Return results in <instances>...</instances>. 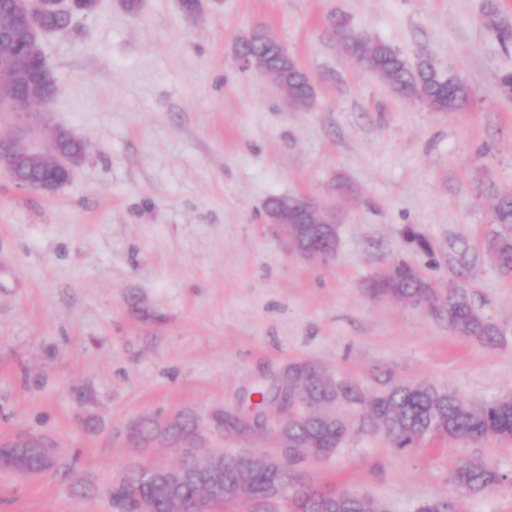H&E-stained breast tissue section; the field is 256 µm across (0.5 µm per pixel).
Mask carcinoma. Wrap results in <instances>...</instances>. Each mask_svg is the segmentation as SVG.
Listing matches in <instances>:
<instances>
[{"instance_id": "1", "label": "carcinoma", "mask_w": 512, "mask_h": 512, "mask_svg": "<svg viewBox=\"0 0 512 512\" xmlns=\"http://www.w3.org/2000/svg\"><path fill=\"white\" fill-rule=\"evenodd\" d=\"M22 0H0V22L15 25ZM73 16L52 14L44 19L58 33L70 30ZM344 52L359 65L385 79L400 97L413 99L435 112H457L469 100L467 86L451 78H443L435 65L423 60L412 65L392 45L353 33L346 21H333ZM489 26L504 45L512 44V24L496 11L489 13ZM239 59L267 74L299 107H308L314 99L313 84L308 75L283 47L262 30L256 29L236 45ZM9 85L13 95L25 91L24 75L15 66L0 64V87ZM55 151L85 158L84 144L72 134L52 131ZM0 162L20 185L34 186L64 179L49 168L44 159L30 154L18 158L10 155L9 144H0ZM294 198H274L268 203V214L288 220L293 225L290 244L297 250L308 249L322 259L335 254L337 234L326 225L328 217L320 212L306 215L293 207ZM498 224H512V196L498 200L494 208ZM499 269L512 275V237L497 236L489 243ZM375 298L391 299L410 305H426L448 328L493 345L500 329L485 319L469 302L463 288L439 291L411 266L398 263L380 273L371 283ZM288 409V423L281 427L288 457L281 461L262 460L245 464L242 454H213L224 487L239 488L241 494L259 501L268 499L274 485L281 487L283 512H384L383 505L366 495L335 490H322L301 481L299 465L308 458L332 455L346 440L350 426L341 407H360L358 429L376 433L389 447L407 451L417 447L429 435L478 442L489 437L512 438V395L475 405L456 394L427 383L386 385L374 393H366L354 385L334 381L319 367L298 362L288 366V387L275 391L272 402ZM168 440L177 446L189 445L196 436V424L180 419L164 430ZM42 444L0 446V469L19 476L45 471ZM182 481L175 494L145 478L147 468L130 463L113 480L108 490L112 512H178V505L188 510L198 507L207 494L205 483L198 477L197 456L187 454L177 464ZM512 485V477L477 462H463L453 474V484L473 494ZM417 512H457L451 496L436 497L422 503Z\"/></svg>"}]
</instances>
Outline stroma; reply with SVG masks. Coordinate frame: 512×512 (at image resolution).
<instances>
[{
	"label": "stroma",
	"mask_w": 512,
	"mask_h": 512,
	"mask_svg": "<svg viewBox=\"0 0 512 512\" xmlns=\"http://www.w3.org/2000/svg\"><path fill=\"white\" fill-rule=\"evenodd\" d=\"M512 23V0H100L67 34L45 37L59 91L0 135L63 128L88 146L50 194L0 165V441L41 435L59 466L0 470V512H112L107 490L131 460L175 463L182 448L131 446L148 420L195 418L200 454L279 448L280 414L251 418L290 363L375 391L429 383L475 404L512 393V276L488 250L512 236L493 207L512 194V99L498 78L512 45L484 23ZM429 59L470 99L435 112L360 67L331 27ZM262 27L310 76L314 103L242 68L235 43ZM304 195L332 216L335 256L306 260L266 216ZM404 262L467 289L498 325L497 344L460 335L427 307L377 299L370 280ZM464 460L512 474V440L433 437L398 452L354 431L304 476L358 491L388 512L455 497L459 512H512V486L456 488Z\"/></svg>",
	"instance_id": "obj_1"
}]
</instances>
